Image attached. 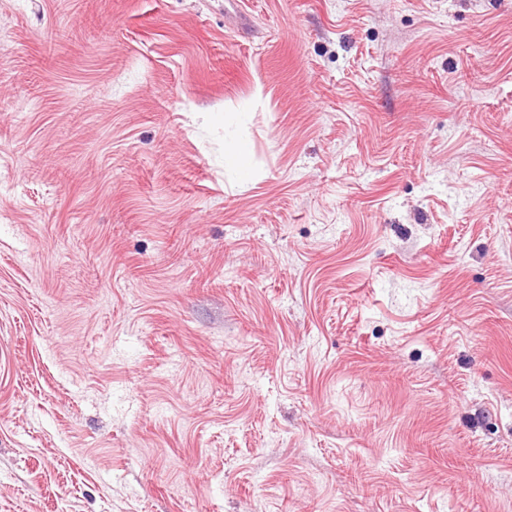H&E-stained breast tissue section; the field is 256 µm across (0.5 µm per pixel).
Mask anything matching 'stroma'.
I'll list each match as a JSON object with an SVG mask.
<instances>
[{
	"instance_id": "obj_1",
	"label": "stroma",
	"mask_w": 512,
	"mask_h": 512,
	"mask_svg": "<svg viewBox=\"0 0 512 512\" xmlns=\"http://www.w3.org/2000/svg\"><path fill=\"white\" fill-rule=\"evenodd\" d=\"M0 512H512V0H0Z\"/></svg>"
}]
</instances>
